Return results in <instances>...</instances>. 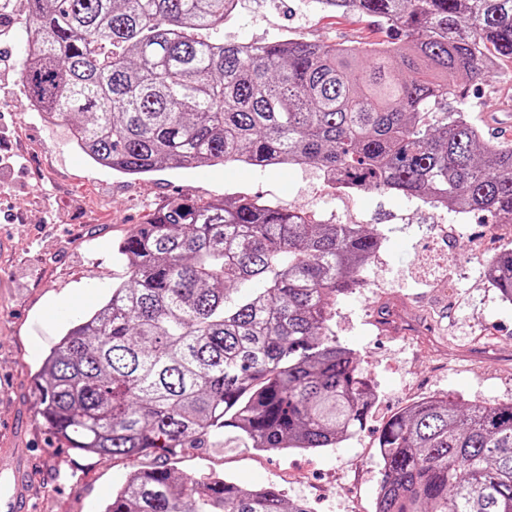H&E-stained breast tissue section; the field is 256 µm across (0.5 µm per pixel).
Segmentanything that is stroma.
Segmentation results:
<instances>
[{
	"label": "stroma",
	"instance_id": "35a3bbf8",
	"mask_svg": "<svg viewBox=\"0 0 512 512\" xmlns=\"http://www.w3.org/2000/svg\"><path fill=\"white\" fill-rule=\"evenodd\" d=\"M219 35L227 42L279 37L360 46L386 41L377 22L308 8L305 0H239ZM464 108L485 138L512 144V61L464 80ZM0 443L26 449L35 512H100L132 466L159 464L82 455L58 447L37 412L33 377L73 312L94 308L127 270L112 245L168 200L248 197L332 224L384 236L362 270V287L339 296L332 330L372 377L377 400L364 429L314 454L257 452L227 442L185 448L179 479L217 472L243 488L269 484L312 512H374L381 470L378 430L428 396L457 403L512 399V305L482 273L504 239L486 213L450 209L396 193L337 197L319 169L214 166L123 176L94 164L65 127L28 110L16 72L0 78Z\"/></svg>",
	"mask_w": 512,
	"mask_h": 512
}]
</instances>
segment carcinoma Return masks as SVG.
<instances>
[{"label": "carcinoma", "instance_id": "1", "mask_svg": "<svg viewBox=\"0 0 512 512\" xmlns=\"http://www.w3.org/2000/svg\"><path fill=\"white\" fill-rule=\"evenodd\" d=\"M236 2L26 0L14 24L27 106L127 176L314 164L357 190L512 224V144L448 111L459 76L512 60V0H313L383 25L393 41L380 48L212 37ZM383 242L257 199L192 197L119 240L128 278L34 377L60 447L164 458L132 468L104 512H311L273 485L180 483L168 461L226 430L248 448L316 453L366 427L376 389L331 321ZM487 272L511 302L512 242ZM377 445L375 512H512V400L432 396L389 417Z\"/></svg>", "mask_w": 512, "mask_h": 512}]
</instances>
